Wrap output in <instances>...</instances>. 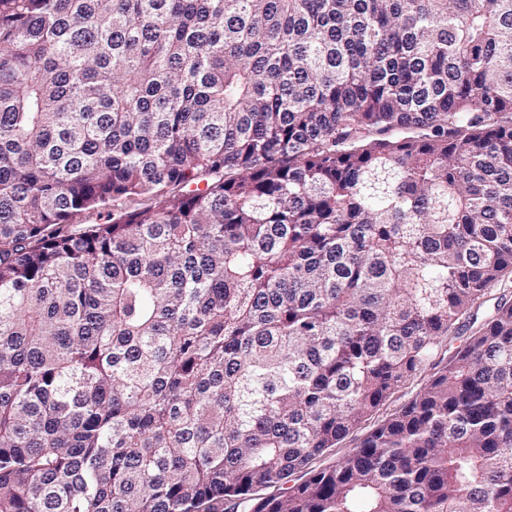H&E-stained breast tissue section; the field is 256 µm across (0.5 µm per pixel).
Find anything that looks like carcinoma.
I'll return each mask as SVG.
<instances>
[{
    "label": "carcinoma",
    "instance_id": "cac0c4a2",
    "mask_svg": "<svg viewBox=\"0 0 512 512\" xmlns=\"http://www.w3.org/2000/svg\"><path fill=\"white\" fill-rule=\"evenodd\" d=\"M507 273L512 0H0V512H512ZM503 297L512 302V274L506 275L495 287L490 290V294L478 312L479 320L488 314L494 307V303ZM450 337L451 336L448 337L447 341H443L439 347L436 348L424 370L397 388L384 404L362 424L361 428L341 442L337 448H334L329 453L316 459L312 464L313 469H320L334 464L336 460L347 453L350 448H354L358 439H360L366 431L371 429L374 424H377L379 421L399 410L410 397L418 392L427 383L431 374L442 368L447 362L448 341Z\"/></svg>",
    "mask_w": 512,
    "mask_h": 512
}]
</instances>
